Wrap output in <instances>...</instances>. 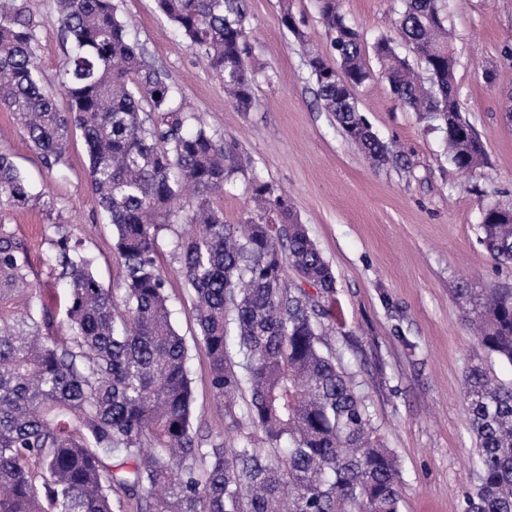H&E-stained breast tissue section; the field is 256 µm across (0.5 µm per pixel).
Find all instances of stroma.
I'll return each mask as SVG.
<instances>
[{
    "instance_id": "obj_1",
    "label": "stroma",
    "mask_w": 512,
    "mask_h": 512,
    "mask_svg": "<svg viewBox=\"0 0 512 512\" xmlns=\"http://www.w3.org/2000/svg\"><path fill=\"white\" fill-rule=\"evenodd\" d=\"M119 15L132 18L134 41L166 69L206 125L236 143L249 168L214 200L226 223H238L249 204L253 178L286 189L302 223L335 275L334 318L326 331L342 368L365 397L379 438L401 462V512H462L477 481L475 436L463 405L462 383L475 365L506 377L465 323L462 288L512 291V265L495 263L480 241L483 210L512 201V0H448L449 45L462 114L480 135L486 156L469 173L449 161L441 132L405 109L378 76L356 88L362 114L393 151L375 167L317 106L304 50L282 28L280 0H248L259 70L256 106L242 112L228 103L224 87L160 13L155 0H114ZM40 23L36 61L49 91H58V71L67 46L56 20L55 0H27ZM347 20L366 43L390 33L401 0H343ZM500 79L487 83L485 71ZM0 148L15 156L37 189L53 194L52 213L37 207L9 211L7 219L30 245L40 276L42 301L64 306L66 294L44 260L45 229L70 225L92 249L105 286H113L118 261L112 226L89 177L81 133H73L63 166L47 172L22 127L0 107ZM171 232H163L159 262L171 267ZM169 293L180 334L197 327L180 277ZM195 424L224 428V411L208 382L203 350L193 352Z\"/></svg>"
}]
</instances>
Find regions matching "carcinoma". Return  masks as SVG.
I'll return each mask as SVG.
<instances>
[{"mask_svg": "<svg viewBox=\"0 0 512 512\" xmlns=\"http://www.w3.org/2000/svg\"><path fill=\"white\" fill-rule=\"evenodd\" d=\"M55 2L69 42L58 75L68 110L43 84L27 0H0V106L50 172L81 131L120 264L114 292L84 242L49 225L47 268L68 295L61 313L41 301L27 241L0 218V512H400L398 460L325 339L332 268L288 194L255 179L253 207L225 223L212 197L243 170L235 143L207 128L129 38L113 0ZM156 2L236 108L251 111L258 72L246 61L247 0ZM403 2L394 34L372 45L379 76L443 133L448 159L468 172L485 150L462 116L444 0ZM280 4L282 27L305 44L304 20L290 0ZM316 7L332 48L307 54L317 101L383 165L388 146L333 77L354 86L371 77L363 37L340 0ZM0 205L50 214L57 200L34 191L0 149ZM176 226L170 256L199 329L190 341L156 261L161 232ZM481 230L491 259L512 264V205L486 209ZM466 320L481 349L512 367V293L489 290ZM197 348L238 432L233 445L194 428ZM463 396L479 465L463 512H512V379L474 367Z\"/></svg>", "mask_w": 512, "mask_h": 512, "instance_id": "carcinoma-1", "label": "carcinoma"}]
</instances>
